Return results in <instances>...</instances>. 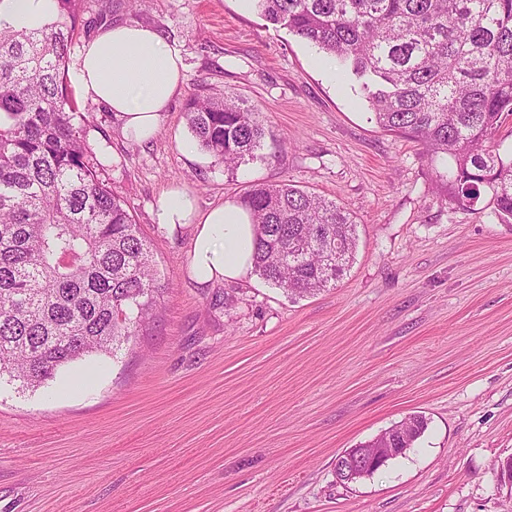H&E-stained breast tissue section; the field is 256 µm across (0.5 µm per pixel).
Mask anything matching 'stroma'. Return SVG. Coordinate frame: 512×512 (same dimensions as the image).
I'll use <instances>...</instances> for the list:
<instances>
[{
    "label": "stroma",
    "instance_id": "stroma-1",
    "mask_svg": "<svg viewBox=\"0 0 512 512\" xmlns=\"http://www.w3.org/2000/svg\"><path fill=\"white\" fill-rule=\"evenodd\" d=\"M127 21L184 61L159 132L137 140L78 102L166 290L113 353L35 389L0 379V512H512L494 476L512 455V222L445 201L421 147L378 127L355 80L238 0H82L72 54ZM197 89L255 107L257 158L228 170L184 151ZM282 182L352 214L347 274L300 299L255 274L199 286L191 230L159 224L160 196L186 190L204 211ZM414 414L427 427L405 455L340 483L338 455Z\"/></svg>",
    "mask_w": 512,
    "mask_h": 512
}]
</instances>
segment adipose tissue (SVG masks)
I'll return each instance as SVG.
<instances>
[{
    "label": "adipose tissue",
    "instance_id": "adipose-tissue-1",
    "mask_svg": "<svg viewBox=\"0 0 512 512\" xmlns=\"http://www.w3.org/2000/svg\"><path fill=\"white\" fill-rule=\"evenodd\" d=\"M57 12L55 0H0V22L15 28L41 27ZM179 49L151 26L114 24L81 48L76 78L81 92L108 106L125 133L137 140L153 138L182 81ZM160 224L193 229L189 272L198 285L246 279L253 269L255 226L236 201L198 211L189 194L175 188L158 204Z\"/></svg>",
    "mask_w": 512,
    "mask_h": 512
}]
</instances>
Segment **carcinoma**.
Listing matches in <instances>:
<instances>
[{
    "mask_svg": "<svg viewBox=\"0 0 512 512\" xmlns=\"http://www.w3.org/2000/svg\"><path fill=\"white\" fill-rule=\"evenodd\" d=\"M79 0H57L37 30L0 29V376L38 387L71 362L110 353L155 316L164 285L151 243L92 159L65 66ZM359 83L376 123L446 166L449 203L489 198L512 219V0H253ZM187 123L227 167L256 157L264 128L239 98L196 93ZM254 271L291 297L329 288L356 250V223L334 200L292 184H253ZM410 417L363 444L407 450Z\"/></svg>",
    "mask_w": 512,
    "mask_h": 512,
    "instance_id": "cac0c4a2",
    "label": "carcinoma"
}]
</instances>
